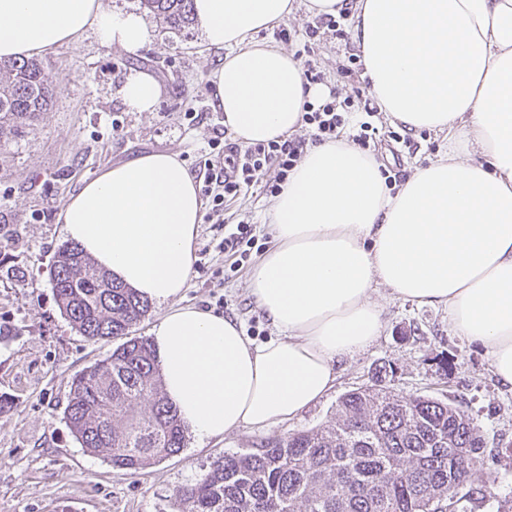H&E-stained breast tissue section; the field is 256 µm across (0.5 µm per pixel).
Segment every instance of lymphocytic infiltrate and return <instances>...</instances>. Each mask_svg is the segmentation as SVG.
<instances>
[{"instance_id":"1","label":"lymphocytic infiltrate","mask_w":512,"mask_h":512,"mask_svg":"<svg viewBox=\"0 0 512 512\" xmlns=\"http://www.w3.org/2000/svg\"><path fill=\"white\" fill-rule=\"evenodd\" d=\"M348 17V10L343 9L338 15L320 14L306 22L303 47L294 53L306 84H323L324 73L314 47L328 37L348 40ZM361 70L359 54L348 50L339 71L345 78L354 80L353 92L345 96L332 87L320 101L305 102L302 121L307 129L306 136L286 135L244 146L226 142L220 132L210 139L208 152L196 164V179L205 202L204 222L224 227L223 250L232 259L230 273L240 272L250 261L257 238L252 224L244 221L228 223L227 204L255 188L269 197L278 194L308 146L340 137L349 123L350 114L362 112L368 116L350 136L359 148L375 147L385 139L405 146L410 144L409 131L399 132L391 127L382 129L372 124L371 119L378 115L380 106L368 80L361 78Z\"/></svg>"}]
</instances>
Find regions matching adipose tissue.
<instances>
[{
	"instance_id": "ef3b65f1",
	"label": "adipose tissue",
	"mask_w": 512,
	"mask_h": 512,
	"mask_svg": "<svg viewBox=\"0 0 512 512\" xmlns=\"http://www.w3.org/2000/svg\"><path fill=\"white\" fill-rule=\"evenodd\" d=\"M296 0H193L205 42L225 49L210 77L223 123L241 144L289 135L303 104L298 62L253 37L289 18ZM382 111L448 139V153L389 191L383 164L347 137L311 146L271 206L272 248L248 290L278 334L250 339L236 321L178 306L193 271L202 201L167 153L116 164L64 205L66 235L143 298L165 306L151 347L180 418L200 439L292 421L335 386L341 362L383 328L381 288L444 306L512 390V0H355L350 15ZM94 31L136 53L153 40L141 15L101 0H0V59L47 52ZM149 72L121 97L150 112Z\"/></svg>"
}]
</instances>
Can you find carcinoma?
Returning a JSON list of instances; mask_svg holds the SVG:
<instances>
[{"label":"carcinoma","mask_w":512,"mask_h":512,"mask_svg":"<svg viewBox=\"0 0 512 512\" xmlns=\"http://www.w3.org/2000/svg\"><path fill=\"white\" fill-rule=\"evenodd\" d=\"M169 28L194 22L192 0H140ZM40 61L0 60V140L47 111ZM60 312L86 339L121 340L77 375L63 419L87 451L135 474L178 454L186 441L162 368L144 337H129L149 302L113 279L78 243L50 267ZM486 441L460 409L381 384L344 394L330 424L274 437L255 452L226 454L174 494L177 512H452L482 488L466 489Z\"/></svg>","instance_id":"1"}]
</instances>
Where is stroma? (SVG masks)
Returning <instances> with one entry per match:
<instances>
[{
    "instance_id": "stroma-1",
    "label": "stroma",
    "mask_w": 512,
    "mask_h": 512,
    "mask_svg": "<svg viewBox=\"0 0 512 512\" xmlns=\"http://www.w3.org/2000/svg\"><path fill=\"white\" fill-rule=\"evenodd\" d=\"M104 8L141 12L155 39L138 54L98 43L94 32L41 58L52 89L48 112L12 141L0 143V512H173V493L194 483L219 457L256 451L267 438L324 426L344 393L382 382L405 395L448 402L477 425L487 442L469 485L488 497L461 501L458 512H512V391L502 389L483 351L456 333L447 309L375 298L384 327L367 350L342 361L334 389L294 420L268 430H239L201 442L134 475L112 469L80 448L63 419L73 378L102 360L112 344L81 336L57 306L49 281L55 251L67 236L58 217L84 181L114 164L152 152L178 154L185 167L208 152L220 126L210 73L224 50L207 48L198 25L166 29L140 0H101ZM152 72L163 86L154 111L132 112L119 89L130 70ZM201 98L205 115L190 126L184 111ZM120 130H113V120ZM415 151L401 149L387 166L410 176L415 160L447 151L432 132L412 135ZM271 200L252 191L231 203L233 221L253 224L261 243ZM224 228L200 224L193 275L178 304L219 311L249 324L263 342L276 329L247 295L249 269L225 279L219 248Z\"/></svg>"
}]
</instances>
